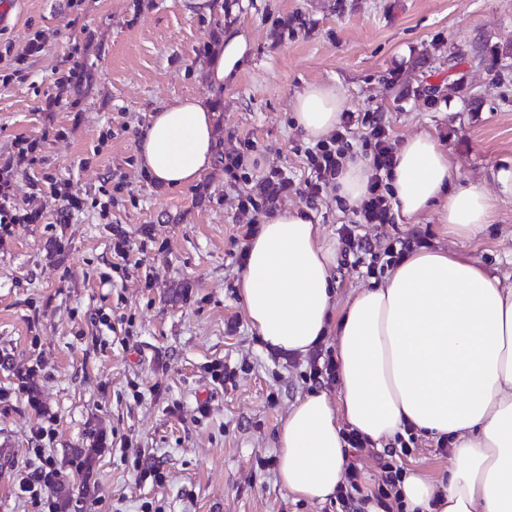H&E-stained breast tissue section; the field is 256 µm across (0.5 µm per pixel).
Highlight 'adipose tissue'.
I'll list each match as a JSON object with an SVG mask.
<instances>
[{
    "label": "adipose tissue",
    "mask_w": 512,
    "mask_h": 512,
    "mask_svg": "<svg viewBox=\"0 0 512 512\" xmlns=\"http://www.w3.org/2000/svg\"><path fill=\"white\" fill-rule=\"evenodd\" d=\"M251 48L247 33L226 32L206 63L209 83L233 81ZM345 105L341 86L311 84L294 96L292 117L319 141L335 132ZM214 116L200 97L156 105L136 146L140 170L172 190L199 180L216 152ZM393 153L387 182L410 221L432 212L449 235L470 239L512 199V162L493 172L491 192L462 182L428 132ZM371 174L368 159L344 161L336 188L346 206L360 205ZM240 294L248 322L271 348L305 356L335 340L341 403L308 392L278 433V476L288 491L335 497L344 480L343 425L376 444L410 428L448 438L452 465L436 480L404 476L406 512H512V285L467 256L421 247L340 309L335 247L304 213L278 210L247 243Z\"/></svg>",
    "instance_id": "adipose-tissue-1"
}]
</instances>
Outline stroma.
Here are the masks:
<instances>
[{
    "instance_id": "1",
    "label": "stroma",
    "mask_w": 512,
    "mask_h": 512,
    "mask_svg": "<svg viewBox=\"0 0 512 512\" xmlns=\"http://www.w3.org/2000/svg\"><path fill=\"white\" fill-rule=\"evenodd\" d=\"M1 4L11 24L0 46L18 50L36 34L46 43L24 80L0 83V156L20 137L45 142L41 160L14 170L19 203L50 174L105 207L56 223L60 196L43 186L45 223L12 225L0 240V512H37L16 491L36 461L40 417L15 372L34 364L33 389L56 418L45 452L67 476L65 512H141L147 500L165 512H341L278 479L277 435L291 405L316 386L340 402L343 387L309 381L311 357L268 348L249 325L238 282L262 218L238 210V199L273 169L299 187L310 180L311 142L291 103L314 83L340 85L347 111L378 110L392 141L429 132L463 179L490 180L512 159V57L495 56L512 45V0H222L208 17L187 0ZM230 26L249 33L252 53L216 91L204 66ZM74 45L86 67L78 111L46 118L40 93ZM188 95L217 113L216 153L197 183L170 191L139 170L136 139L155 105ZM231 153L242 154L248 180H230ZM276 207L305 212L329 242L356 224L331 188ZM116 224L143 244L139 268L117 265ZM357 226L372 240L423 237L512 283L511 201L469 240L449 238L431 215ZM216 365L232 379L212 382ZM101 433L127 449L94 450ZM395 460L432 478L451 464L424 436ZM149 463L161 484L141 480Z\"/></svg>"
}]
</instances>
